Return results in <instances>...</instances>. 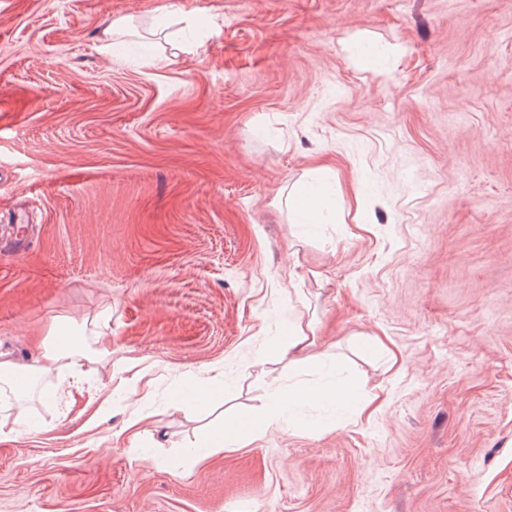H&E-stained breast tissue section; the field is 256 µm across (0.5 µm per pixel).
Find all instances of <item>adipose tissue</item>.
<instances>
[{"label": "adipose tissue", "mask_w": 512, "mask_h": 512, "mask_svg": "<svg viewBox=\"0 0 512 512\" xmlns=\"http://www.w3.org/2000/svg\"><path fill=\"white\" fill-rule=\"evenodd\" d=\"M314 182L298 187L292 195V210L294 221L298 224H309L315 219L318 199L326 189V179L329 169L321 167L314 169ZM70 341H58L42 344L38 352L25 365L17 364L11 355L0 351V388L14 393L15 403L11 412L0 415V439H12L22 433L34 432L35 427L27 417L25 396L27 387L18 386L17 376H27L29 382L51 370L60 361L70 363L86 359L89 361L104 360L112 352V337L101 332L95 341H87L82 332L71 331ZM308 399L325 400L340 405L356 399V392L347 386L314 385L299 388L287 393L273 391L261 415L247 412L228 414L224 423L214 428L205 440L194 444L192 453L195 457H208L228 445L244 446L252 443L262 427L280 424L290 417L295 406Z\"/></svg>", "instance_id": "ef3b65f1"}]
</instances>
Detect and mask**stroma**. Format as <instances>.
I'll return each instance as SVG.
<instances>
[{
  "label": "stroma",
  "instance_id": "35a3bbf8",
  "mask_svg": "<svg viewBox=\"0 0 512 512\" xmlns=\"http://www.w3.org/2000/svg\"><path fill=\"white\" fill-rule=\"evenodd\" d=\"M59 316L112 353L39 381L0 512H512V0H0V349ZM317 380L381 407L188 455ZM311 173L316 176L315 182L298 187L292 195L294 224H310L315 220L318 198L327 188L324 180L330 175L329 169L321 167L314 169ZM305 327L309 330L312 336L311 340L310 335L306 332L303 324L299 322L292 327L287 341L280 345H274L270 353L271 356H275L280 360L288 358L289 363H295L303 360L300 358V353L306 346L313 343L314 336L312 324L307 322ZM220 376L221 373H218L207 379H189L185 381L175 398V404L180 407H201L207 404L217 393L223 390L224 383ZM188 392H193L195 396H188Z\"/></svg>",
  "mask_w": 512,
  "mask_h": 512
}]
</instances>
